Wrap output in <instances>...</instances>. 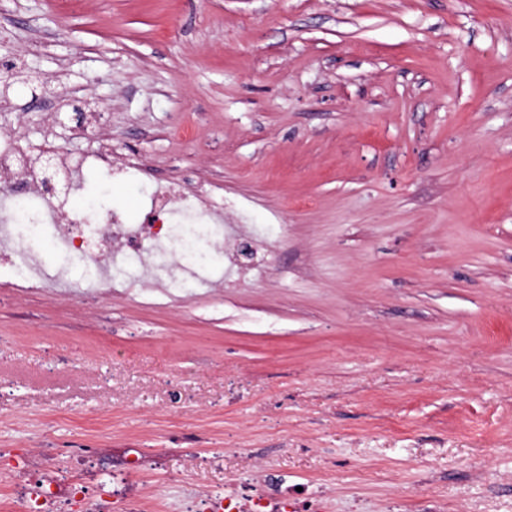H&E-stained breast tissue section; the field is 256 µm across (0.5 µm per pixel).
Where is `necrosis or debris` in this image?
Returning <instances> with one entry per match:
<instances>
[{"mask_svg": "<svg viewBox=\"0 0 512 512\" xmlns=\"http://www.w3.org/2000/svg\"><path fill=\"white\" fill-rule=\"evenodd\" d=\"M182 200L154 188L144 200L145 223L134 227L115 214L97 221L92 208L70 213L45 192L40 170L26 166L21 146L0 142V268L13 271L22 290L51 288L64 300L99 302L114 287L110 272L115 265L157 250L170 233L158 218ZM46 238L53 239L61 256L50 270L34 251ZM207 254L204 248L178 252L177 267L146 268L145 282L159 294L185 281L208 285ZM77 264L95 269V276L74 282L70 272ZM155 455L152 448L112 450L79 438L60 448L23 449L0 458V477L12 486L10 512H150L140 486ZM189 512H321V507L284 489H260L253 476L234 480L224 494L193 497Z\"/></svg>", "mask_w": 512, "mask_h": 512, "instance_id": "4bbe7bcc", "label": "necrosis or debris"}]
</instances>
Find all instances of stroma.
Instances as JSON below:
<instances>
[{"mask_svg": "<svg viewBox=\"0 0 512 512\" xmlns=\"http://www.w3.org/2000/svg\"><path fill=\"white\" fill-rule=\"evenodd\" d=\"M10 68L1 139L91 154L79 93L270 269L94 312L1 269L0 448L164 449L165 512L257 464L323 512H512V0H0ZM193 198L195 199V202L189 205V208L191 209L194 218H208L216 220L224 216L225 206L223 204L215 203L208 196L204 195H200L199 197L197 195H193Z\"/></svg>", "mask_w": 512, "mask_h": 512, "instance_id": "stroma-1", "label": "stroma"}]
</instances>
